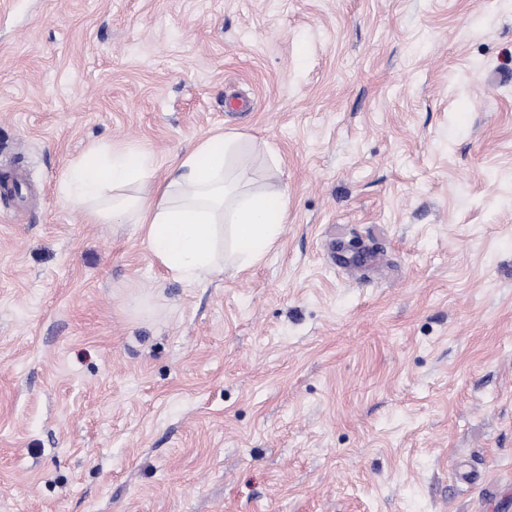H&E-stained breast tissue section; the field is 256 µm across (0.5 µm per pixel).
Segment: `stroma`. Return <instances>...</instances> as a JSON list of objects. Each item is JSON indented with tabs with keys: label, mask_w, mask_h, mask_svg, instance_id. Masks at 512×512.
I'll use <instances>...</instances> for the list:
<instances>
[{
	"label": "stroma",
	"mask_w": 512,
	"mask_h": 512,
	"mask_svg": "<svg viewBox=\"0 0 512 512\" xmlns=\"http://www.w3.org/2000/svg\"><path fill=\"white\" fill-rule=\"evenodd\" d=\"M223 131L234 273L59 193ZM4 169L0 512H512V0H0Z\"/></svg>",
	"instance_id": "1"
}]
</instances>
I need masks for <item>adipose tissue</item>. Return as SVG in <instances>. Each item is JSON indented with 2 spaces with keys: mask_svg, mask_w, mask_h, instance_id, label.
I'll return each instance as SVG.
<instances>
[{
  "mask_svg": "<svg viewBox=\"0 0 512 512\" xmlns=\"http://www.w3.org/2000/svg\"><path fill=\"white\" fill-rule=\"evenodd\" d=\"M242 140H201L159 185L150 154L93 147L70 164L60 194L92 222L139 225L152 256L194 285L259 262L288 219L287 188L254 186L248 166L236 164Z\"/></svg>",
  "mask_w": 512,
  "mask_h": 512,
  "instance_id": "ef3b65f1",
  "label": "adipose tissue"
}]
</instances>
